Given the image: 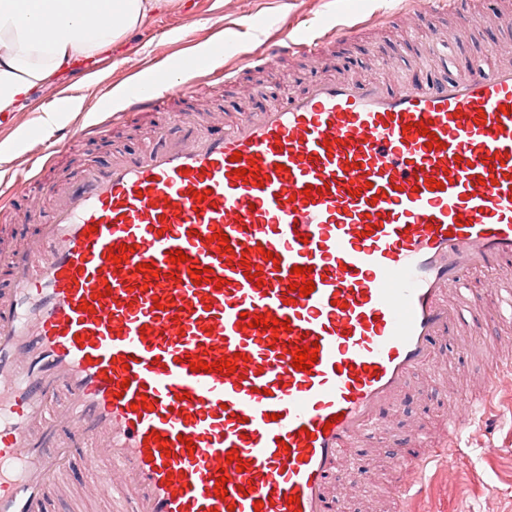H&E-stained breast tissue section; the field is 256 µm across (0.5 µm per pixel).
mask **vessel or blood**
<instances>
[{"label":"vessel or blood","mask_w":512,"mask_h":512,"mask_svg":"<svg viewBox=\"0 0 512 512\" xmlns=\"http://www.w3.org/2000/svg\"><path fill=\"white\" fill-rule=\"evenodd\" d=\"M360 28L285 26L261 61ZM501 30L491 70L319 80L234 123L157 127L147 152L46 186L52 217L10 255L0 288V512L72 497L80 454L116 512H336L341 456L384 427L442 339L470 352L454 289L512 269V15ZM183 67L154 79L184 95ZM163 109L126 86L124 116ZM112 119L104 102L63 137ZM179 250L186 261L172 263ZM298 266L310 294L293 288ZM261 316L289 327L255 326ZM311 345L316 362L296 370ZM224 358L234 372L208 371ZM459 405L397 483L400 500L421 495L431 464L450 465L464 418L486 417L492 396Z\"/></svg>","instance_id":"1"}]
</instances>
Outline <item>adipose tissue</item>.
<instances>
[{"instance_id": "ef3b65f1", "label": "adipose tissue", "mask_w": 512, "mask_h": 512, "mask_svg": "<svg viewBox=\"0 0 512 512\" xmlns=\"http://www.w3.org/2000/svg\"><path fill=\"white\" fill-rule=\"evenodd\" d=\"M180 0H0V113L58 74L111 53Z\"/></svg>"}]
</instances>
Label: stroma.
Masks as SVG:
<instances>
[{
    "instance_id": "35a3bbf8",
    "label": "stroma",
    "mask_w": 512,
    "mask_h": 512,
    "mask_svg": "<svg viewBox=\"0 0 512 512\" xmlns=\"http://www.w3.org/2000/svg\"><path fill=\"white\" fill-rule=\"evenodd\" d=\"M393 4L394 0H184L181 7L154 13L142 28L125 36L110 62H92L87 81L77 82L75 73L66 72L32 91L16 113L11 130L0 134V178L24 164L31 138L53 145L59 128L99 112L102 89L117 91L128 81L148 75L169 54L189 60L200 47L223 40L220 63L236 68L239 80L228 84L211 78L173 101L167 112L115 121L104 136L79 140L59 153L27 185L23 196L0 200V225L8 222L15 227L14 235L0 238V249L18 247L47 219L50 206L43 198L44 184L106 164L119 152L145 151L167 115L185 112L194 117L203 112L208 118L230 122L248 115L255 102L266 107L282 103L311 82L332 76L423 81L430 76L447 77L464 65L492 68L494 60L483 49L501 41L496 24L490 22L479 31L463 34L452 16L434 13L426 0H412V23L407 26L392 16ZM342 14L365 18L359 38L327 44L318 54L282 59L271 69L252 65V57L275 37L280 21L309 30ZM437 37L448 43L451 60L429 55L427 46ZM65 91L73 94L72 108L60 112L56 101ZM52 110L58 113L55 123L44 125ZM33 201L38 211L30 216L26 209ZM510 336L508 324L489 323L482 329L479 347L467 361L457 363L450 360L447 342H440L430 368L419 377L415 397L403 402L393 417L389 437L365 436L369 446L365 481L355 483L349 458L341 459L335 481L338 512H398L392 490L397 444L412 433L433 441L456 414L448 404L449 370L482 379L493 365L512 355L502 345ZM492 396L496 422L468 431L466 447L458 453L452 472L430 470L426 492L414 505L416 512H512V385L493 384ZM487 445L493 446V453L482 454Z\"/></svg>"
}]
</instances>
